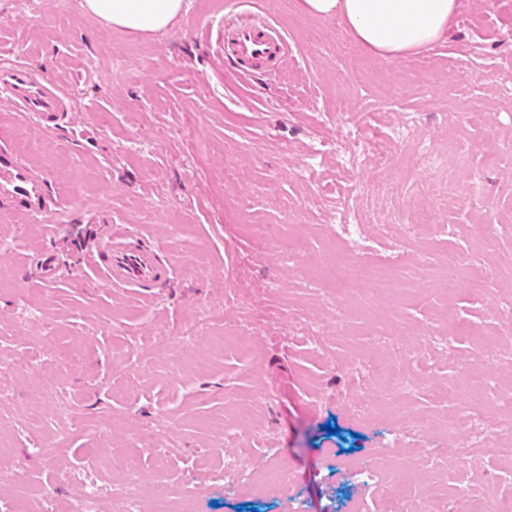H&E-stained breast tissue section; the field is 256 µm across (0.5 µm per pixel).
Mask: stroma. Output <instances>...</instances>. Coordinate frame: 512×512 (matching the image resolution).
Segmentation results:
<instances>
[{"instance_id": "35a3bbf8", "label": "stroma", "mask_w": 512, "mask_h": 512, "mask_svg": "<svg viewBox=\"0 0 512 512\" xmlns=\"http://www.w3.org/2000/svg\"><path fill=\"white\" fill-rule=\"evenodd\" d=\"M81 0H0V61L21 60L67 89L71 110L53 131L31 115L4 127L9 145L63 208L50 219H20L0 200V512H75L80 486L63 472L88 469L109 481L113 452L133 456L147 473L134 489L142 512L177 503L180 512H379L382 490L370 471L387 449L391 465L450 457L470 429L494 430L497 406L512 396V347L483 351L504 332L496 303L512 290V0H459L446 41L414 56L363 53L334 18L302 13L299 0H256L252 14L270 15L291 38L282 66L249 76L219 54L221 22H233L226 0H186L187 8L159 35L112 30L84 14ZM469 59L478 79L464 106L448 102ZM403 103L386 106L397 75ZM364 115L360 134L389 140L407 116L416 123L386 168L362 162L341 168L313 149L340 140L350 114L333 111L337 96ZM358 204L361 232L429 215L453 233L430 244L408 242L414 263L401 271L410 293L394 300L363 283L344 299L321 292L312 276L344 255L345 244L321 218L340 193ZM287 223L303 245L289 264L281 243L255 246L256 224ZM125 225L158 251L170 280L149 298L98 286L87 262L91 233ZM52 254L61 274L39 276ZM467 256L484 277L475 297L459 286L436 301H419L429 277ZM227 323L265 321L259 338L222 346L221 326L207 313L226 307ZM322 325L317 342L294 335L296 315ZM345 331H337V320ZM197 327L194 343L173 348L165 331ZM414 330L408 353L392 341L394 324ZM453 333L449 351L429 349V331ZM76 357L56 361L58 350ZM120 358H113V351ZM421 375L408 398V419L383 399L374 364L396 355ZM501 382L486 387L487 371ZM483 401L469 423L444 429L449 410L437 394L458 375ZM61 379L68 390L62 435L44 431L42 408L29 391ZM372 400L357 408L359 391ZM244 424L225 436L223 420ZM339 427L332 435L327 425ZM163 432L169 468L152 478ZM61 442L67 453L47 467L36 453ZM250 450L247 467L264 478L230 488L222 457ZM27 473L36 489L21 487Z\"/></svg>"}]
</instances>
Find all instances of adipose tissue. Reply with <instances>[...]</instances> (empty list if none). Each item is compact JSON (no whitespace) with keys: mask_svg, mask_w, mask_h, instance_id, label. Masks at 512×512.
Here are the masks:
<instances>
[{"mask_svg":"<svg viewBox=\"0 0 512 512\" xmlns=\"http://www.w3.org/2000/svg\"><path fill=\"white\" fill-rule=\"evenodd\" d=\"M302 11L318 19H338L368 54L405 57L445 41L458 0H300ZM85 14L113 29L133 34L165 32L184 0H82Z\"/></svg>","mask_w":512,"mask_h":512,"instance_id":"ef3b65f1","label":"adipose tissue"}]
</instances>
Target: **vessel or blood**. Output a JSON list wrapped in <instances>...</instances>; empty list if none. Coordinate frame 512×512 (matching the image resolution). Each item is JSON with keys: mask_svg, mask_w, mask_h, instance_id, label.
Returning a JSON list of instances; mask_svg holds the SVG:
<instances>
[{"mask_svg": "<svg viewBox=\"0 0 512 512\" xmlns=\"http://www.w3.org/2000/svg\"><path fill=\"white\" fill-rule=\"evenodd\" d=\"M223 55L241 74L280 62L288 53L285 34L273 23L246 21L224 30ZM0 95L8 97L16 117L38 115L44 128L62 121L69 110L66 92L37 73L29 64L0 65ZM0 197L17 203L28 217L52 211L55 202L43 180L22 165L8 145H0ZM90 264L99 269L102 287L146 290L165 284L169 272L157 252L133 242L123 225L108 226L89 253Z\"/></svg>", "mask_w": 512, "mask_h": 512, "instance_id": "b4317fda", "label": "vessel or blood"}]
</instances>
